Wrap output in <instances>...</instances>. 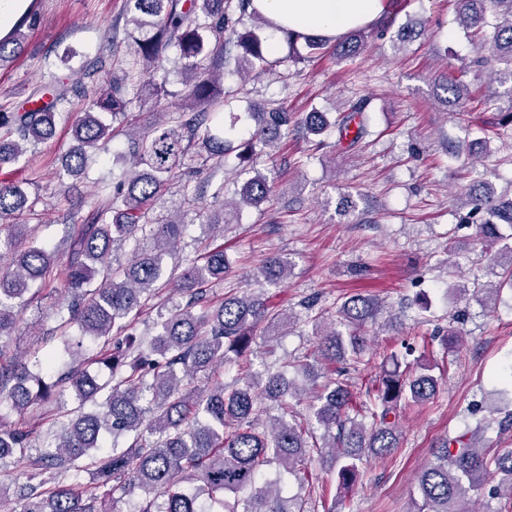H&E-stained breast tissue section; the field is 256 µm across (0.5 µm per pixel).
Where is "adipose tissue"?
<instances>
[{
    "mask_svg": "<svg viewBox=\"0 0 512 512\" xmlns=\"http://www.w3.org/2000/svg\"><path fill=\"white\" fill-rule=\"evenodd\" d=\"M251 7L277 25L269 42L278 53L284 31L338 38L350 30L380 21L384 0H251Z\"/></svg>",
    "mask_w": 512,
    "mask_h": 512,
    "instance_id": "ef3b65f1",
    "label": "adipose tissue"
}]
</instances>
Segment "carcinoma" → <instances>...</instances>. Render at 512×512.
Segmentation results:
<instances>
[{"label": "carcinoma", "instance_id": "obj_1", "mask_svg": "<svg viewBox=\"0 0 512 512\" xmlns=\"http://www.w3.org/2000/svg\"><path fill=\"white\" fill-rule=\"evenodd\" d=\"M461 26L477 33L487 25V10L497 15L489 41L494 57L508 66L512 79V0H456ZM131 12L129 37L131 61L118 65L98 79L89 95L87 109L72 122L73 144L65 154L64 171L70 176L86 173L92 155L124 132L122 159L130 172L114 184L105 183L81 224L66 225L56 249L35 245L29 227L15 220L34 203L17 183L0 181V253L11 257L0 273V340L16 335V307L27 301L33 286L50 288L68 300L65 325L78 328L79 337H58L60 348L31 369L28 362L8 354L0 344V404L23 410L40 402L52 404L71 389L79 401L77 414L56 418L57 433L51 450L32 454V431L0 418V461L13 460L26 481L12 491L0 483V507L10 494L23 503L21 512H102L99 489L105 486L126 492L136 489L145 501L136 512H209L200 504L204 495L234 494L224 501V512H304L302 499L288 494L279 479L266 476L268 466L278 464L288 473L305 476L313 454L336 474L338 487L349 492L364 461L385 458L401 445L397 412L401 406L422 404L434 397L440 378L429 367L400 370L396 356L393 369L383 370L366 389L367 400L358 403L341 379L342 365L361 358L367 343V327L380 308L371 298L355 295L338 310L339 320L317 333L314 361L303 364L305 376L315 383L308 419L301 422L290 411L286 398L301 396L280 371L255 379L246 371L243 385L226 390L220 383L192 395L184 381L197 373L214 370L232 355L249 364L256 328L263 324L269 336H278L294 323L290 312L269 311L258 294L243 292L214 300L207 287L230 274L224 245L207 244L175 283L188 296L186 304L159 314L158 331L149 341L136 340L123 320L146 306L156 295L163 270L161 257L177 247L187 224L180 218L154 214L162 189L183 168L191 151L218 163L237 141L235 125L224 128L223 62L227 42L239 53L245 70L268 68L266 40L256 32L234 30L233 15L224 0H125ZM41 23L35 4H28L14 24L0 37V62L17 58L26 48L27 33ZM367 35L352 30L334 44L336 56H357ZM290 48L302 45L308 53L326 43L317 35H287ZM182 62L183 89L171 90L167 81H156V72L170 54ZM442 89L443 102L453 108L470 96L468 84L450 76ZM78 88L60 83L42 104L43 89L32 94L36 101L23 112H0V168L18 162L28 147L52 139L56 117L68 111L70 93ZM160 102L180 99L179 109L145 125L133 124L128 112L132 99ZM370 101L352 104L349 113L331 122L326 113L306 115L307 131L327 145L336 131L339 141L354 149L367 134L360 121L352 137L350 123L363 117ZM111 117L107 123L103 117ZM261 119L249 138L239 144V155L252 153L257 145L275 147L288 113L273 109ZM272 192L268 177L254 172L242 186L240 198L223 201L217 208L197 207L195 216L211 226L237 222L245 207H258ZM468 218H480L484 236L503 242L493 264L502 268L503 283L512 288V244L498 233V225L512 227V198L495 194L491 184L474 180L467 190ZM152 247L140 248L141 240ZM134 244L132 261L112 269L109 257L117 243ZM291 272L289 261L273 255L265 261L261 276L281 282ZM103 340L95 358L82 356V338ZM105 368L115 384L99 383L96 368ZM332 376L318 385L321 375ZM268 400L281 406L282 414L268 426L259 423L261 404ZM370 423H365V419ZM324 430L323 445L309 443L314 429ZM118 439L133 435L122 451L112 450L93 459L95 483L82 493L55 480L58 474L80 471L83 457L103 447L104 435ZM498 474L512 492V451L493 452L464 432L443 440L418 480L420 502L416 512H475L469 493L482 490L485 481ZM247 493L244 499L239 493ZM164 497L158 505L154 495Z\"/></svg>", "mask_w": 512, "mask_h": 512}]
</instances>
